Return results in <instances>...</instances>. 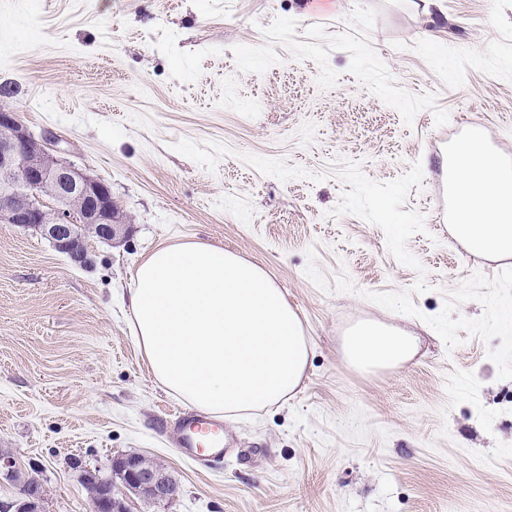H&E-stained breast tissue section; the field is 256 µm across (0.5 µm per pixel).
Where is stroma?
Here are the masks:
<instances>
[{
    "instance_id": "stroma-1",
    "label": "stroma",
    "mask_w": 512,
    "mask_h": 512,
    "mask_svg": "<svg viewBox=\"0 0 512 512\" xmlns=\"http://www.w3.org/2000/svg\"><path fill=\"white\" fill-rule=\"evenodd\" d=\"M0 86L34 133L112 187L130 222L89 240L81 268L0 224V453L44 489L42 512H93L85 471L160 462L180 492L155 504L116 484L126 512H512V380L477 338L447 349L425 316L471 274L437 218L440 142L492 130L512 159V0H0ZM371 179L423 168L407 250L426 269L420 317L316 286L403 292L416 272L384 231L331 217L342 160ZM199 241L262 268L311 343L284 406L225 420L234 452L202 466L153 428L182 402L151 377L126 301L157 247ZM377 320L420 338L408 362L347 364L340 338Z\"/></svg>"
}]
</instances>
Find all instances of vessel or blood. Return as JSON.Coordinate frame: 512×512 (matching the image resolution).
Here are the masks:
<instances>
[{"label":"vessel or blood","mask_w":512,"mask_h":512,"mask_svg":"<svg viewBox=\"0 0 512 512\" xmlns=\"http://www.w3.org/2000/svg\"><path fill=\"white\" fill-rule=\"evenodd\" d=\"M441 218L455 223L458 201L456 180L448 178L438 185ZM177 422V446L182 455L197 464L204 465L224 454V425L222 422L193 413L186 409L173 414Z\"/></svg>","instance_id":"b4317fda"}]
</instances>
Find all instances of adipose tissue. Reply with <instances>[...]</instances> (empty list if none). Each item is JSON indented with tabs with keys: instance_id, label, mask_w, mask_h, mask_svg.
Here are the masks:
<instances>
[{
	"instance_id": "1",
	"label": "adipose tissue",
	"mask_w": 512,
	"mask_h": 512,
	"mask_svg": "<svg viewBox=\"0 0 512 512\" xmlns=\"http://www.w3.org/2000/svg\"><path fill=\"white\" fill-rule=\"evenodd\" d=\"M453 237L489 260L512 257V167L467 143L458 157ZM132 328L155 381L191 406L237 418L284 405L304 378L310 341L283 291L258 266L201 242L157 248L128 290ZM418 341L374 322L344 338L363 371L409 361Z\"/></svg>"
}]
</instances>
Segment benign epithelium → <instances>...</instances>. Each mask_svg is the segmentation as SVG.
Returning <instances> with one entry per match:
<instances>
[{
	"instance_id": "1",
	"label": "benign epithelium",
	"mask_w": 512,
	"mask_h": 512,
	"mask_svg": "<svg viewBox=\"0 0 512 512\" xmlns=\"http://www.w3.org/2000/svg\"><path fill=\"white\" fill-rule=\"evenodd\" d=\"M55 137L31 132L12 110H0V224L32 230L76 265L89 263L87 239L111 242L124 227L109 184L61 158ZM51 190L45 200L44 190ZM134 493L159 503L177 496L167 471L143 455L119 458ZM18 512H39L41 490L19 480Z\"/></svg>"
}]
</instances>
